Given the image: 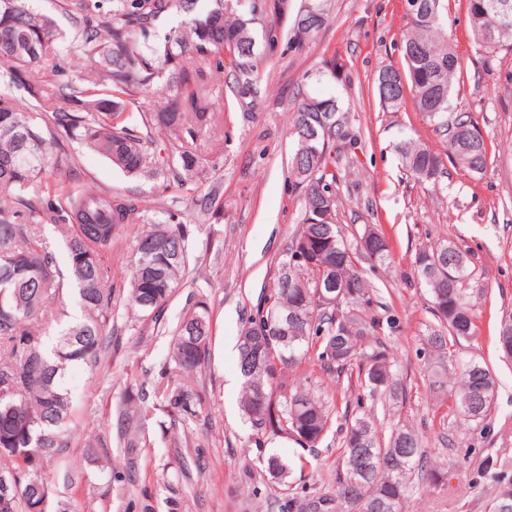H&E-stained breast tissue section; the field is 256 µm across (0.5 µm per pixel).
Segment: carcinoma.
I'll return each instance as SVG.
<instances>
[{"label":"carcinoma","mask_w":512,"mask_h":512,"mask_svg":"<svg viewBox=\"0 0 512 512\" xmlns=\"http://www.w3.org/2000/svg\"><path fill=\"white\" fill-rule=\"evenodd\" d=\"M497 2L509 15L507 30L489 9ZM447 0H421L404 12L408 31L400 46L401 65L382 67L373 92L385 112H399L412 97L417 112L444 137L440 153L411 138L395 144L405 170L421 183L437 182L443 154L471 173H482L488 146L469 116L448 120V98L460 83L459 54L442 34ZM74 26L63 36L55 21L31 7V0H0V473L16 475L9 512H48L50 480L43 463L67 446L72 398L62 385L66 367L97 362L105 330L112 326L116 289L105 256L131 249L128 289L131 311L159 324L165 307L190 273L192 244L187 225L145 223L147 210L121 191L75 184L74 165L62 166L55 152L66 138L107 158L135 178L164 175L161 193L177 199L189 185L203 184L199 137L220 121L212 80L227 76L239 97L258 93L257 41L275 51L279 21L288 17V0H59ZM475 44L493 52L512 46V0H467ZM328 19L325 0H307L290 28L295 49L303 50ZM70 47L83 60L71 75L57 62L42 65L56 45ZM158 87L167 94L161 109L146 105ZM294 153L290 174L303 193V217L276 264L273 282L244 319L237 341L242 377L240 411L255 444L278 438L304 450L318 447L331 429L334 397L303 385L291 368L314 360L334 375L341 398L359 391L357 406L368 399L397 404L403 387L388 354L386 335L397 321L369 315L377 291L359 269L391 265L393 246L385 233L366 227L357 237L345 235L336 220L333 187L338 181L336 153L349 137L348 115L333 98L299 95L292 125ZM218 187L211 184L201 212L221 213ZM58 234L52 240L44 225ZM67 254L66 268L56 260V242ZM474 254L448 239L422 250L417 277L428 290L436 323L422 336L429 386L451 401L466 421L480 422L490 412L496 379L487 364L458 363L448 343L467 340L478 331L476 299L466 284L474 272ZM336 284V302L317 297L316 279ZM74 297L81 317L62 310L45 316L48 301ZM288 326V341L279 328ZM211 319L199 301L183 316L170 345L169 363L190 375L210 354ZM498 347L512 344V313L501 317ZM170 419L197 416L196 398L186 386H158ZM149 396L126 391L116 421L128 448L140 437L132 424L149 412ZM336 427L340 462L332 471V488L280 504L284 512H402L415 477L435 486L448 483V470L425 468V454L415 429L395 423L382 435L378 419L345 406ZM304 457L267 459L269 473L284 482ZM492 504L512 512V483L500 485Z\"/></svg>","instance_id":"1"}]
</instances>
